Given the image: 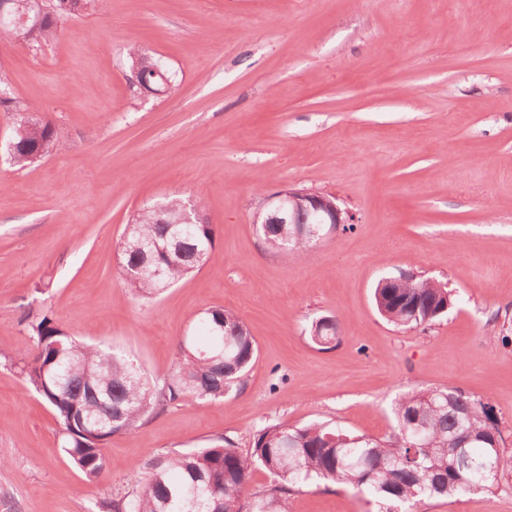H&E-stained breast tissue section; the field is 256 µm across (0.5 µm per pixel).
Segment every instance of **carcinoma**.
I'll list each match as a JSON object with an SVG mask.
<instances>
[{"mask_svg": "<svg viewBox=\"0 0 512 512\" xmlns=\"http://www.w3.org/2000/svg\"><path fill=\"white\" fill-rule=\"evenodd\" d=\"M37 29L22 42L38 49L58 38L64 17L73 13L65 0H47ZM135 80L157 60L127 49ZM0 105L16 113L12 166L32 164L31 155L59 151L63 144L49 122L41 123L39 138L30 135L34 105L15 97H0ZM165 210L143 207L132 215L119 248L124 280L142 299H152L194 272L215 246L211 224L191 225L192 236L176 223L183 200L172 197ZM307 213L296 212L293 224H260L265 244L280 253L303 251L308 243L297 235ZM377 312L390 324L416 330L445 314L452 293L429 279L414 277L391 286L375 285ZM21 322L30 331L32 351L19 361L28 386L56 412L62 450L86 480H97L106 469L105 445L112 435L129 431L168 404L189 398L221 400L239 384L256 358L252 337L240 318L223 308L202 312L198 323L203 342L192 336L179 342L174 369L154 380L128 358L95 344L76 341L50 315L28 312ZM338 320L319 319L311 326L312 340L330 348L338 339ZM396 430L386 441L323 425L275 424L256 435L253 448L242 454L221 438L206 448L174 457L157 456L146 463L141 489L118 500L97 502V512H289V498L307 484L337 483L368 493L385 505V512H410L424 498L452 497L462 492L488 491L512 475V455L493 406L450 386L428 393H407L395 403ZM466 431L477 460L491 455L498 477L480 479L460 470L453 437ZM269 474L263 493L248 496L253 473Z\"/></svg>", "mask_w": 512, "mask_h": 512, "instance_id": "carcinoma-1", "label": "carcinoma"}]
</instances>
